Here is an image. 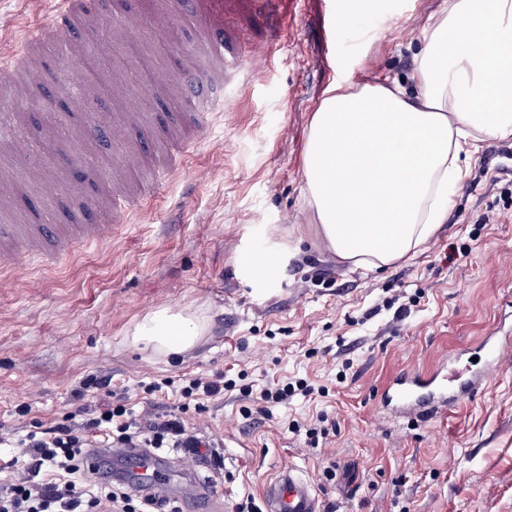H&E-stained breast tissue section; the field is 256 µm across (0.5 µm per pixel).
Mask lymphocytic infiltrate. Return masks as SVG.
Masks as SVG:
<instances>
[{
  "instance_id": "f902f5d3",
  "label": "lymphocytic infiltrate",
  "mask_w": 512,
  "mask_h": 512,
  "mask_svg": "<svg viewBox=\"0 0 512 512\" xmlns=\"http://www.w3.org/2000/svg\"><path fill=\"white\" fill-rule=\"evenodd\" d=\"M177 387L175 411L161 414L146 405L129 408L125 396L112 389L109 377L93 378L74 389V412L26 433L0 427V446L11 458L6 479H0V512H178L159 494H137L125 484L86 468L84 458L94 448H179L201 456L206 441L184 418L188 409L205 412L208 401L223 395V374L174 380L166 377L145 385L149 395ZM102 393L96 404L86 402L89 389Z\"/></svg>"
}]
</instances>
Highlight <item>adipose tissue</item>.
I'll list each match as a JSON object with an SVG mask.
<instances>
[{"label":"adipose tissue","mask_w":512,"mask_h":512,"mask_svg":"<svg viewBox=\"0 0 512 512\" xmlns=\"http://www.w3.org/2000/svg\"><path fill=\"white\" fill-rule=\"evenodd\" d=\"M484 138H512V0H448L406 82L332 84L311 116L305 202L326 248L366 270L415 253L447 221L463 158ZM205 330L162 306L131 336L176 356Z\"/></svg>","instance_id":"obj_1"}]
</instances>
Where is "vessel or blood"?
I'll return each mask as SVG.
<instances>
[{"label": "vessel or blood", "instance_id": "vessel-or-blood-1", "mask_svg": "<svg viewBox=\"0 0 512 512\" xmlns=\"http://www.w3.org/2000/svg\"><path fill=\"white\" fill-rule=\"evenodd\" d=\"M288 0H224L223 9L213 7V0H197L193 23L208 34L207 65L199 70L205 90L188 97V110L197 133L211 127V116L218 103L230 102L240 90L246 76L254 73L263 60L260 46L246 44L229 28V16L242 5L253 3L270 12L284 6ZM95 16L90 0H54L49 23L27 25L16 48L0 53V77L20 78L35 84L45 81L42 72L31 70L29 56L38 46L54 44L62 57L75 61L80 43L67 40V33L75 27L87 26ZM118 170L131 180H138L144 167L142 157L132 149H125L117 158ZM109 226L100 224L80 228L78 233L33 225L24 229L9 224L0 225V263L13 266L29 262L51 263L66 256L77 238L99 239L109 234ZM485 362L480 369L466 365L439 368L432 372L410 369L399 373L382 388L381 403L400 414H418L431 409L447 407L466 397L474 396L499 366L505 353L512 351V336H490L482 344ZM121 458L134 468L137 490L157 492L172 497L169 474L159 467L158 455L140 448H127ZM264 512H323L321 496L314 484L297 470H282L266 484Z\"/></svg>", "mask_w": 512, "mask_h": 512}]
</instances>
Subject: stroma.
<instances>
[{"label":"stroma","instance_id":"1","mask_svg":"<svg viewBox=\"0 0 512 512\" xmlns=\"http://www.w3.org/2000/svg\"><path fill=\"white\" fill-rule=\"evenodd\" d=\"M172 22L153 29L160 9ZM195 0H102L89 47L75 63L53 49L33 64L52 76L18 90L0 81V113H17L45 174L61 193L47 205L26 160L0 146V225L108 224L111 236L58 263L0 284V424L18 428L73 411L71 391L109 375L140 408L144 383L166 376L246 373L254 390L303 379L327 395L297 396L269 416L246 414L225 392L203 415L187 411L218 446L222 468L186 458L175 472L183 512H205L190 493L195 473L224 493L223 512L261 498L268 479L297 468L336 512H512V355L470 400L422 416L378 403L396 373L436 368L443 353L480 356L485 336L512 328V139L485 140L437 235L381 272L351 269L326 250L303 197L308 125L332 83L405 80L433 16L448 0H296L272 43L264 74L213 115L189 145L186 171L163 185L113 175L112 137L84 139L88 111L139 116L128 140L164 164L185 74L197 71L204 34L187 16ZM51 0H0V34L27 19L48 22ZM145 194L129 219L112 216L114 193ZM490 211L493 221L472 223ZM281 251L278 273L247 279L240 260ZM333 277L326 287L314 272ZM406 296L402 316L393 300ZM201 312L208 332L178 359L133 346L149 311ZM351 370H344L345 362ZM30 403L27 416L15 409ZM324 427L325 439L307 437ZM236 437L223 447L225 433Z\"/></svg>","mask_w":512,"mask_h":512}]
</instances>
